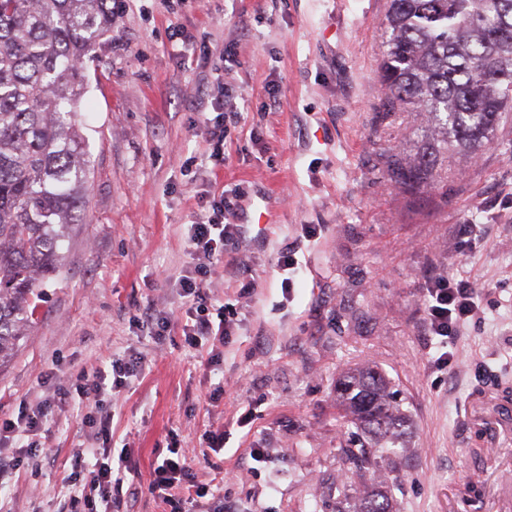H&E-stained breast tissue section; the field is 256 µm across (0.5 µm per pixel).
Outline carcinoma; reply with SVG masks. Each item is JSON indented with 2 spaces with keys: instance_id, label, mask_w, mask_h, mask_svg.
Returning <instances> with one entry per match:
<instances>
[{
  "instance_id": "cac0c4a2",
  "label": "carcinoma",
  "mask_w": 512,
  "mask_h": 512,
  "mask_svg": "<svg viewBox=\"0 0 512 512\" xmlns=\"http://www.w3.org/2000/svg\"><path fill=\"white\" fill-rule=\"evenodd\" d=\"M112 17V0H0V368L36 323L39 288L64 268L81 223L90 156L78 103ZM385 28L386 108L421 119L416 156L391 169L413 187L492 145L512 116V0H389ZM339 399L362 431L342 457L375 482L377 461L396 466L400 404L370 368L343 379ZM337 512L396 510L372 488Z\"/></svg>"
}]
</instances>
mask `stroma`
Segmentation results:
<instances>
[{
  "instance_id": "1",
  "label": "stroma",
  "mask_w": 512,
  "mask_h": 512,
  "mask_svg": "<svg viewBox=\"0 0 512 512\" xmlns=\"http://www.w3.org/2000/svg\"><path fill=\"white\" fill-rule=\"evenodd\" d=\"M388 0H121L88 67L81 103L91 154L82 221L62 273L42 289L38 321L0 372V418L53 399L36 466L0 467V512H66L73 451L93 445L91 404L54 387L109 359L142 371L107 398L113 454L131 452L119 512H169L148 490L168 449L185 448L207 512H336L341 450L358 430L337 387L367 366L387 379L407 421L400 464L383 489L399 512H504L495 479L512 431L476 425L469 406L512 418V121L478 157H457L407 191L387 175L419 143L414 116L384 107L379 77ZM178 24L224 50L181 52ZM223 95L239 120L224 165L206 160L202 102ZM240 192L235 223L250 269L224 259L214 305H235L230 343L192 348L174 281L184 231L206 187ZM475 229V246L466 231ZM294 271L278 270L280 252ZM443 275L476 287L480 314L448 339L454 366L423 326L424 289ZM292 290H285L284 279ZM253 282L251 298L238 291ZM218 360L208 363L209 353ZM218 394L211 403L210 394ZM224 427L223 453L205 431ZM266 449L252 468L249 449Z\"/></svg>"
}]
</instances>
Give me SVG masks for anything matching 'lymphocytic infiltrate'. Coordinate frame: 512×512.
<instances>
[{
	"mask_svg": "<svg viewBox=\"0 0 512 512\" xmlns=\"http://www.w3.org/2000/svg\"><path fill=\"white\" fill-rule=\"evenodd\" d=\"M236 210V197L218 195L210 201L207 212L186 227L184 242L189 261L177 278L186 307L176 322L181 325L188 344L194 347L212 336L228 343L238 330L236 319L229 316L225 307H214L207 291L214 267L223 262L225 251L240 236V227L233 222ZM478 312V293L472 283L441 276L429 280L424 326L429 335L439 340L442 349L437 359L439 365L445 367L451 362L446 351L449 334L464 327ZM140 370V359L132 356L110 360L96 370L82 372L75 380L77 395L96 407L88 424L102 445L92 453L80 450L75 454L70 479L76 482L78 490L69 501L70 512H98L99 507L117 505L126 477L136 471L130 454L116 458L111 455V414L103 403L106 395L126 386ZM49 409L50 404L45 401L17 417L0 419V447L11 446V459L16 464L34 460L36 439L48 421ZM148 488L170 506L171 512H185V505L194 504L200 488L184 449H172L153 468Z\"/></svg>",
	"mask_w": 512,
	"mask_h": 512,
	"instance_id": "obj_1",
	"label": "lymphocytic infiltrate"
}]
</instances>
